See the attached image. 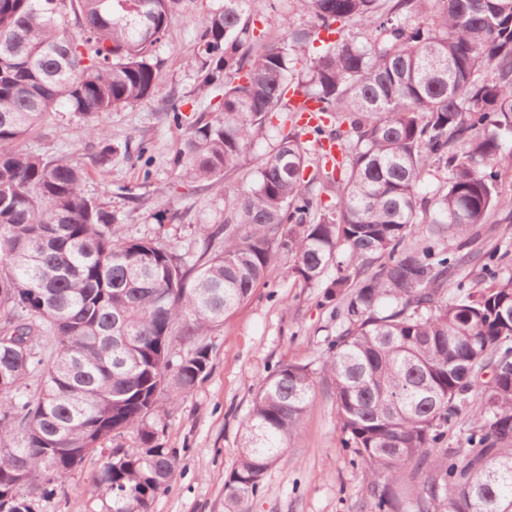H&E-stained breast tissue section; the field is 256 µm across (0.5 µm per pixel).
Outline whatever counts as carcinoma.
I'll use <instances>...</instances> for the list:
<instances>
[{
  "label": "carcinoma",
  "instance_id": "carcinoma-1",
  "mask_svg": "<svg viewBox=\"0 0 512 512\" xmlns=\"http://www.w3.org/2000/svg\"><path fill=\"white\" fill-rule=\"evenodd\" d=\"M128 2L0 0V512H38L127 433L138 450L104 458L95 487L105 512H149L177 466L157 444V402L177 404L207 375L208 336L283 253L286 275L306 285L345 267L328 285L341 330L323 366L343 444L372 479L370 512L512 509V376L486 377L512 363V274H500L512 248L444 244L493 211L512 222L498 186L512 135V0H302L338 38L297 78L310 33L288 17L277 34L252 25L251 0L205 15L199 89L222 99L173 168L208 189L276 138L250 182L224 195V220L199 226L198 254L159 234L122 236L108 202L84 195V168L18 148L59 105L99 118L154 94L176 0ZM355 25L372 36L344 35ZM290 92L317 102L324 122L298 125ZM83 133L98 140L103 174L117 151L150 159L143 139L116 147L99 122ZM316 181L333 204L319 203ZM421 214L429 234L411 243ZM474 271L488 286L474 288ZM313 393L306 365L281 363L261 381L227 512H246ZM465 418L464 447H448Z\"/></svg>",
  "mask_w": 512,
  "mask_h": 512
}]
</instances>
